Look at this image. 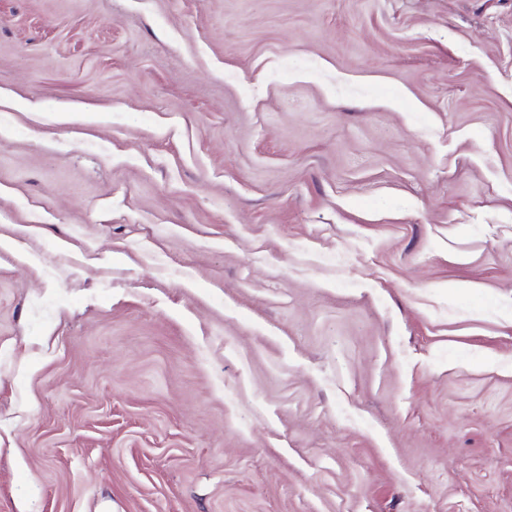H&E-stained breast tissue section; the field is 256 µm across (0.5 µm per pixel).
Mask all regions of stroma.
<instances>
[{
    "mask_svg": "<svg viewBox=\"0 0 512 512\" xmlns=\"http://www.w3.org/2000/svg\"><path fill=\"white\" fill-rule=\"evenodd\" d=\"M2 91L0 512H512V0H0Z\"/></svg>",
    "mask_w": 512,
    "mask_h": 512,
    "instance_id": "1",
    "label": "stroma"
}]
</instances>
